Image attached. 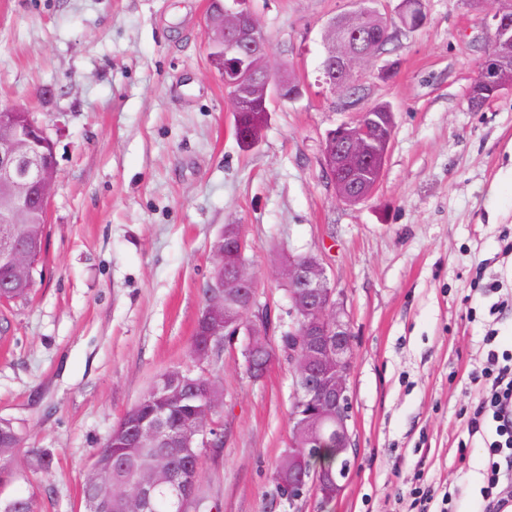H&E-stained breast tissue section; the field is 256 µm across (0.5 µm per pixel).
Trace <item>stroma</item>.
Here are the masks:
<instances>
[{"label": "stroma", "instance_id": "stroma-1", "mask_svg": "<svg viewBox=\"0 0 512 512\" xmlns=\"http://www.w3.org/2000/svg\"><path fill=\"white\" fill-rule=\"evenodd\" d=\"M352 0H251L276 101L243 148L206 42L210 0H0V107L26 108L56 145L42 282L0 305V417L24 441L4 496L39 512H83L88 467L152 381L191 364L189 345L212 246L241 225L279 346L291 324L277 278L315 255L344 301L356 454L342 492L287 502L272 472L290 442L294 374L277 354L262 381L242 342L206 364L224 403L221 453H203L200 486L220 512H478L488 458L467 419L481 390L486 333L512 351V93L474 110L468 91L491 46L498 0H424L425 23L359 69L357 100L318 83L323 31ZM389 104L381 180L349 205L322 168L328 132ZM54 455L33 471L29 449Z\"/></svg>", "mask_w": 512, "mask_h": 512}]
</instances>
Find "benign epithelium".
Segmentation results:
<instances>
[{
    "instance_id": "7a95c632",
    "label": "benign epithelium",
    "mask_w": 512,
    "mask_h": 512,
    "mask_svg": "<svg viewBox=\"0 0 512 512\" xmlns=\"http://www.w3.org/2000/svg\"><path fill=\"white\" fill-rule=\"evenodd\" d=\"M250 0H212L208 20V49L213 66L240 109L256 100L267 112L274 98L293 99L299 88L286 80H274L264 69L259 54L266 48L263 33L255 24L247 7ZM425 18L423 0H402L401 23L413 29ZM492 45L477 68L468 101L486 103L512 86V0H499L492 16ZM359 33L337 20L326 26L327 53L321 65L323 83L331 90L348 88L356 83L354 71L359 53L354 51ZM21 109H0V189L20 203L22 212L40 209L48 212L55 191L57 169L55 144L46 131L32 119L19 124ZM393 113H358L350 122H344L327 134V139L345 143L347 152L338 156L323 148L324 173L340 199L347 203L353 197L337 183L336 168L340 162L348 164L351 175L359 180L363 164L373 163L384 168L390 148ZM38 238L31 234L28 245L20 246L11 238L3 240L0 256L10 278L18 285L35 278L38 269ZM248 242L240 230L224 234V250L216 253L215 264L224 269V277L215 287L230 290V297L248 312V316L226 317L220 305L213 304L203 313L208 335L252 336L262 322L252 314L263 316L266 311L258 303L253 277L245 260ZM283 282L291 286L294 305L289 308L292 318L304 321L301 334L288 336V359L294 365V398L300 412L297 428L300 443L288 449V502L303 497L310 486L323 488L327 498L338 496L343 490L354 456L349 421L352 397L349 377L352 364V334L346 319L343 300L336 289L329 286L326 271L320 260L312 255L304 259L288 258L281 272ZM131 439L141 447L158 442L154 423L142 421L130 430ZM329 442L344 458L336 469L314 465L317 449ZM113 458L108 453L94 461L86 478L90 488L87 507L99 512L120 496L124 512H148L157 481L148 477L126 487L120 484L99 483V474L112 471Z\"/></svg>"
}]
</instances>
